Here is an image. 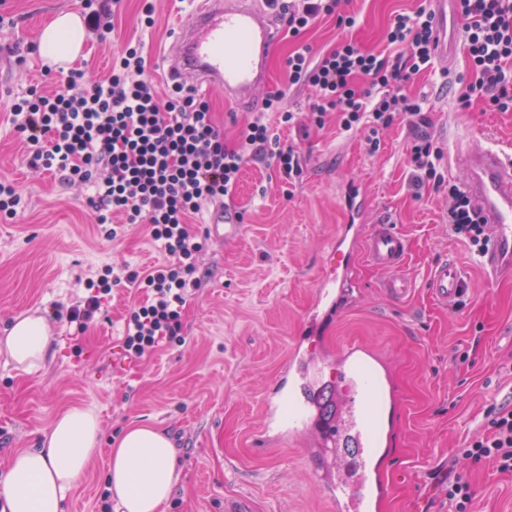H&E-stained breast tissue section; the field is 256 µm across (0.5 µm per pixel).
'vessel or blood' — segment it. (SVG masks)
I'll use <instances>...</instances> for the list:
<instances>
[{"instance_id": "vessel-or-blood-1", "label": "vessel or blood", "mask_w": 512, "mask_h": 512, "mask_svg": "<svg viewBox=\"0 0 512 512\" xmlns=\"http://www.w3.org/2000/svg\"><path fill=\"white\" fill-rule=\"evenodd\" d=\"M431 3L436 53L446 59L456 50L459 26L448 17V0ZM280 37L273 15L249 0H200L164 48V63L171 74L187 72L198 84L223 89L227 99L244 109L254 102L255 91L266 77L267 58ZM464 157L469 198L489 237L479 263L493 282L512 275V157L479 140L467 145ZM349 209L353 219L338 227L330 244L336 262L316 287L314 303L294 340L282 379L286 385L300 384L302 396L268 397L262 429L267 432L284 422L289 433L313 438L316 477L338 512H377L387 486L374 458L393 436L380 413L395 402V392L353 345L340 357L341 391L330 413L322 414L316 403L321 369L310 363L306 346L359 300V260L388 271L382 287L395 300L408 298L415 283L403 271L409 249L406 236L393 224L368 220L369 204L362 197H353ZM428 286L433 299L444 306L464 301L468 293L462 268L451 260L432 267Z\"/></svg>"}]
</instances>
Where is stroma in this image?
<instances>
[{
	"label": "stroma",
	"mask_w": 512,
	"mask_h": 512,
	"mask_svg": "<svg viewBox=\"0 0 512 512\" xmlns=\"http://www.w3.org/2000/svg\"><path fill=\"white\" fill-rule=\"evenodd\" d=\"M153 5L155 26L145 31L137 23L141 0H121L111 42L86 36L77 67L93 78L105 75L114 45L134 37L145 44L149 75L165 84L169 75L158 52L194 5ZM419 6L420 0H344L342 9L356 19L353 39L379 51L393 17ZM81 8L82 0H0V12L18 22L0 28V92L22 95L40 74L39 54L20 66L9 46L38 43L57 15ZM470 75L460 48L417 75L408 90L425 98L444 173L461 183L467 174L456 140L481 134L512 152V112L457 109L458 81ZM277 132L300 151L301 180L288 184L258 163L243 168L234 199L244 215L242 230L226 243L208 240L199 259L203 287L183 315L185 344L164 345L131 364L122 358V338L137 295L114 288L78 339L64 314L106 267L140 270L162 261L161 249L138 225L105 238L88 205L94 188L78 194L32 173L25 145L0 111V181L16 183L26 200L13 222H0V334L16 317L36 312L49 319L57 338L48 360L29 372L0 355V477L17 450L38 447L62 409L80 406L97 413L102 442L64 512H104L110 443L133 422L160 427L176 448L178 481L164 512H224L228 498L252 503L255 512H332L312 474V441L284 436L262 447L256 431L264 398L326 274L330 242L351 219L344 197L353 192L370 201L373 218L390 220L406 235L405 271L416 288L405 302L393 303L381 288L384 272L361 265L359 302L326 338L310 344V353L325 360L330 379L337 354L351 345L368 348L393 373L397 433L381 457L389 484L382 512H449L443 483L449 460L481 430L488 408L512 395L506 369L512 364V278H485L477 256L448 229L444 195L413 194L401 126L383 131L373 154L364 134L343 135L332 120L320 130L281 126ZM443 259L465 270L469 288L462 304L448 308L427 288L430 268ZM462 473L479 512H512V474L489 463Z\"/></svg>",
	"instance_id": "obj_1"
}]
</instances>
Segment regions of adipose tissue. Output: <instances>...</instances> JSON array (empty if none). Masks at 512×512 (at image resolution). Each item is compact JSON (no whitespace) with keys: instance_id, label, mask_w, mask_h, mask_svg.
<instances>
[{"instance_id":"obj_1","label":"adipose tissue","mask_w":512,"mask_h":512,"mask_svg":"<svg viewBox=\"0 0 512 512\" xmlns=\"http://www.w3.org/2000/svg\"><path fill=\"white\" fill-rule=\"evenodd\" d=\"M85 39L82 19L57 16L42 31L40 53L72 60ZM54 336L43 316L17 318L0 339V353L19 368L44 363ZM100 423L88 408L70 407L58 414L39 447L15 453L0 479V501L9 512H63V502L85 472L100 442ZM106 478L117 512H161L178 480L177 459L164 430L129 425L110 451Z\"/></svg>"}]
</instances>
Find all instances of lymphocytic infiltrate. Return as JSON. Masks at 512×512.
<instances>
[{"label": "lymphocytic infiltrate", "mask_w": 512, "mask_h": 512, "mask_svg": "<svg viewBox=\"0 0 512 512\" xmlns=\"http://www.w3.org/2000/svg\"><path fill=\"white\" fill-rule=\"evenodd\" d=\"M460 38L472 70L459 96L461 109L482 106L490 112L512 110V0H456ZM289 39L298 43L285 60L288 87L268 95L263 114L237 128L226 142L216 125L211 102L195 88L172 82L158 94L147 75L142 42L120 43L106 77L87 78L84 70L45 69L54 92L29 87L14 97L10 122L29 149V166L57 177L66 188L94 185L90 204L95 221L144 225L158 242L165 262L125 276H101L97 291L76 301L67 311L69 322L87 331L99 309L100 293L124 286L144 292L146 299L129 312L125 323V358L137 361L161 343H184L182 312L201 281L197 277L204 248L191 224L204 205L232 200L242 168L258 161L293 181L303 173L300 153L281 140L275 123L293 124L295 112L286 106L290 89L307 90V106L317 127L335 116L341 132L378 130L402 123L409 133L406 163L415 190L447 192L448 229L474 253H484L486 226L463 188L448 183L442 151L428 134V113L403 89L435 60L433 14L419 8L394 16L386 39L402 44L406 53L383 55L366 50L351 38L333 49L313 53L299 37L319 18L336 16L343 28L355 20L338 14L339 0H265ZM482 434L458 452L471 464L491 461L502 473H512V404L490 407Z\"/></svg>", "instance_id": "f902f5d3"}]
</instances>
